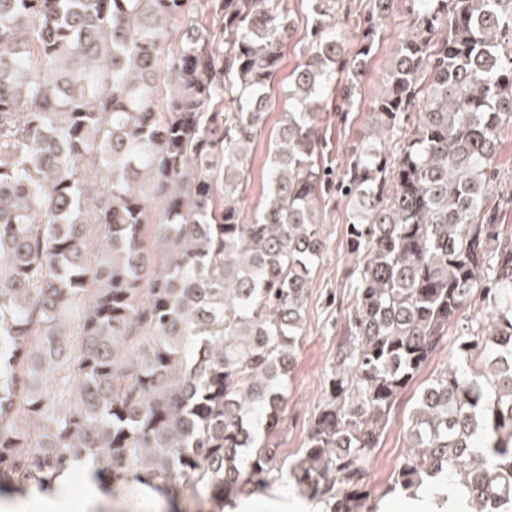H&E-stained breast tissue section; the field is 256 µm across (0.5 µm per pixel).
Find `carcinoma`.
Masks as SVG:
<instances>
[{
    "label": "carcinoma",
    "instance_id": "carcinoma-1",
    "mask_svg": "<svg viewBox=\"0 0 512 512\" xmlns=\"http://www.w3.org/2000/svg\"><path fill=\"white\" fill-rule=\"evenodd\" d=\"M342 2L311 0L247 221L282 0H0V498L86 458L112 496L135 479L169 512L185 488L195 512L267 489L318 207L341 196L354 304L288 479L324 512H377L373 451L455 325L384 494L448 477L471 512H512V199L495 168L512 0H373L352 47ZM400 4L410 30L338 172L320 112L361 105Z\"/></svg>",
    "mask_w": 512,
    "mask_h": 512
}]
</instances>
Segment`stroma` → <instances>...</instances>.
Masks as SVG:
<instances>
[{"instance_id": "obj_1", "label": "stroma", "mask_w": 512, "mask_h": 512, "mask_svg": "<svg viewBox=\"0 0 512 512\" xmlns=\"http://www.w3.org/2000/svg\"><path fill=\"white\" fill-rule=\"evenodd\" d=\"M283 7L293 24L294 36L283 47L279 72L267 89L268 108L262 134L253 148L247 175L244 216L248 219L252 218L264 200L269 138L278 129L288 106V82L302 60L311 23L309 0H284ZM409 26L410 18L406 9H397L386 18L380 43L366 69L362 106L345 120L331 111L323 113L320 125L336 146L337 163H344L348 144L369 128L372 116L367 104L378 92L390 59ZM349 219L350 206L345 199H336L322 210L325 247L316 262L306 304L304 337L297 350L295 369L288 381V408L277 439V463L281 466L287 465L302 447L334 360L336 344L343 334L347 313L353 304V294L347 285L354 267L346 238ZM417 393V388L413 387L403 397L380 448L374 453L371 469L374 490L384 487L395 463L406 451V418Z\"/></svg>"}]
</instances>
